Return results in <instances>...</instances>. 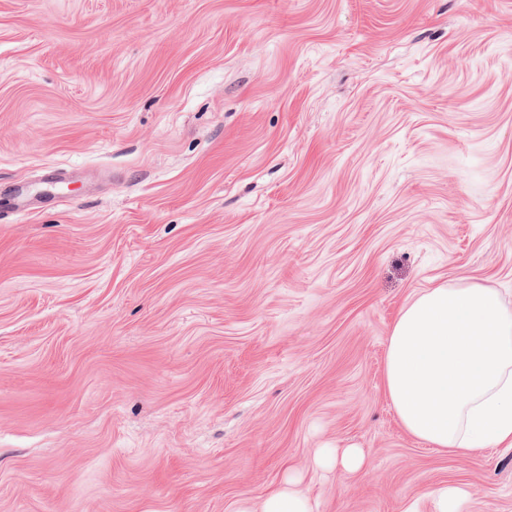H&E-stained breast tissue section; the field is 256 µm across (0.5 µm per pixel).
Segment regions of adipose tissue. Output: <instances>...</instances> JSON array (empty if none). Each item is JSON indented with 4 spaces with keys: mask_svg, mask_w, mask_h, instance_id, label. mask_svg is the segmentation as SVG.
I'll use <instances>...</instances> for the list:
<instances>
[{
    "mask_svg": "<svg viewBox=\"0 0 512 512\" xmlns=\"http://www.w3.org/2000/svg\"><path fill=\"white\" fill-rule=\"evenodd\" d=\"M385 389L406 433L447 455L512 448V308L479 282L411 297L388 336ZM298 476L232 512H315Z\"/></svg>",
    "mask_w": 512,
    "mask_h": 512,
    "instance_id": "1",
    "label": "adipose tissue"
}]
</instances>
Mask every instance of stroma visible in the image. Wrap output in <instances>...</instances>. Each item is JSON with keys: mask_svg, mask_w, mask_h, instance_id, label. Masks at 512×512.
I'll list each match as a JSON object with an SVG mask.
<instances>
[{"mask_svg": "<svg viewBox=\"0 0 512 512\" xmlns=\"http://www.w3.org/2000/svg\"><path fill=\"white\" fill-rule=\"evenodd\" d=\"M448 281L512 308V0H0V512H512L385 391ZM340 463V466L349 472H355L363 469L366 465V459L359 448L347 446L338 457L336 449L329 446L316 448L312 456V465L315 469L321 471H330ZM299 483L298 476L287 473L282 484L260 502L251 498L238 499L231 512H315L311 500L297 489ZM464 491L454 485H444L435 495L434 510L432 512H459V505Z\"/></svg>", "mask_w": 512, "mask_h": 512, "instance_id": "obj_1", "label": "stroma"}]
</instances>
